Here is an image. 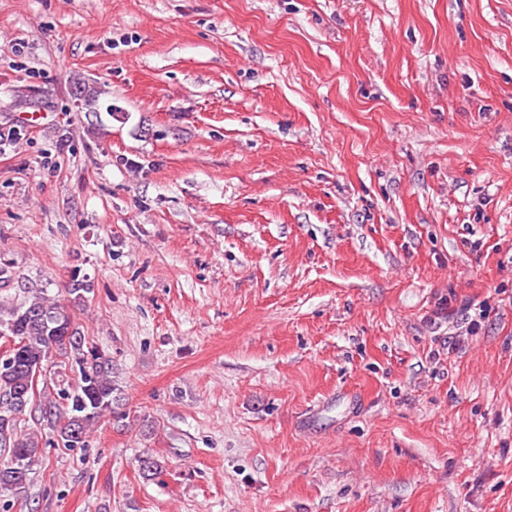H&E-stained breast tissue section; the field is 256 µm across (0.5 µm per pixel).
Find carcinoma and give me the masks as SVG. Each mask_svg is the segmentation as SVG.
I'll list each match as a JSON object with an SVG mask.
<instances>
[{
	"label": "carcinoma",
	"mask_w": 512,
	"mask_h": 512,
	"mask_svg": "<svg viewBox=\"0 0 512 512\" xmlns=\"http://www.w3.org/2000/svg\"><path fill=\"white\" fill-rule=\"evenodd\" d=\"M0 332L15 345L12 361L0 360V402L28 391V405H37L40 420L54 432L51 440L18 428L21 408L8 424L0 418V491L20 494L27 483H12L14 468L28 476L42 462L44 448L86 447L93 424L112 412V360L75 327L60 301L40 289L0 314Z\"/></svg>",
	"instance_id": "carcinoma-1"
}]
</instances>
